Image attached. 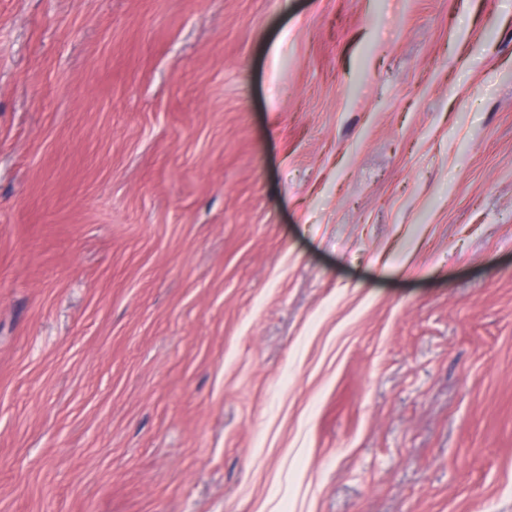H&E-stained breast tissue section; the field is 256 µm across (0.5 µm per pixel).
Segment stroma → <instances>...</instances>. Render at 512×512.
<instances>
[{
    "label": "stroma",
    "instance_id": "1",
    "mask_svg": "<svg viewBox=\"0 0 512 512\" xmlns=\"http://www.w3.org/2000/svg\"><path fill=\"white\" fill-rule=\"evenodd\" d=\"M0 512H512V0H0Z\"/></svg>",
    "mask_w": 512,
    "mask_h": 512
}]
</instances>
